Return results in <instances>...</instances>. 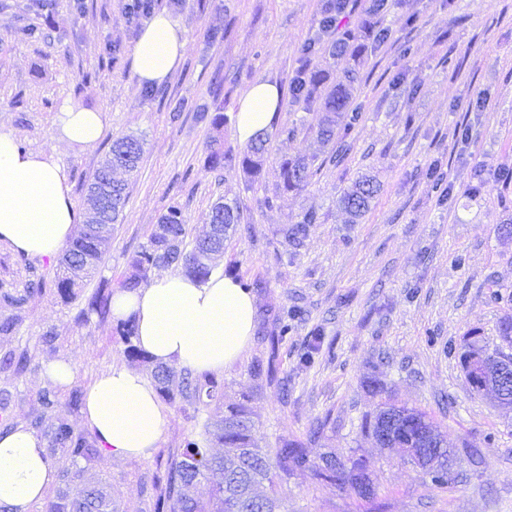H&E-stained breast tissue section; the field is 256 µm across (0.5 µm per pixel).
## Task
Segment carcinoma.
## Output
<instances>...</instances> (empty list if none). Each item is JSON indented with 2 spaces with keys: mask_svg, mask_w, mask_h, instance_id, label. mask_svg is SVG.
Returning a JSON list of instances; mask_svg holds the SVG:
<instances>
[{
  "mask_svg": "<svg viewBox=\"0 0 512 512\" xmlns=\"http://www.w3.org/2000/svg\"><path fill=\"white\" fill-rule=\"evenodd\" d=\"M349 0H326L323 22L329 23L343 14ZM390 7L389 0H372L367 18L362 27L346 30L342 37L324 49L330 58L348 55L359 62L365 52V27ZM360 72L355 68L345 71L344 81L330 88L326 87L327 75L323 69H316L298 77L293 85L295 96L306 101L321 99L322 116L317 125L316 135L321 143H338L331 155L336 158L348 150L347 138L359 121L357 107L352 105L355 86ZM267 136L257 135L244 149L239 165L250 179L261 176L267 161ZM143 155L142 143L133 136H122L112 140L107 157L94 172L88 187L96 185L112 187V192L100 206L101 223L119 224L127 199V184L112 178V172L123 170L128 174L138 171ZM230 157L224 153L220 137L212 139L208 162L214 169L227 165ZM280 190L284 192L299 189L309 176V162L301 157H283L279 161ZM380 190L372 176H361L343 189L339 207L349 216V222L357 223L366 212ZM211 224H219L217 233H208L186 243V224L183 207L169 206L163 213L156 228L150 233L146 244L134 252L130 271L120 282V288L128 291L148 285V273L156 268L179 266L182 270L204 281L212 272L211 261L224 251L227 232L240 220L236 203L222 199L215 202L208 214ZM318 223V216L307 211L294 224L281 229L287 244L297 249L303 246L308 234V225ZM112 236L102 237L91 225H81L78 233L66 245L60 260L61 271L54 279L56 295L64 303L77 298L75 288L78 280L93 273L102 261ZM44 279L30 283L22 293L5 290L0 299L14 309L20 310L29 301L41 295ZM106 321L112 314V291L99 286L87 299L79 319L86 321L90 315ZM300 316L294 309L278 318L279 326L268 337L271 353H276L282 336L289 330L288 321ZM119 335L126 344V353L131 358L140 356L133 344L134 325L126 322L120 325ZM491 375L484 378V384L473 390L491 394L497 403H502L499 392L501 367L497 360L488 358ZM158 389L170 403H186L208 407L224 395V382L210 372H193L159 366L154 372ZM42 414L30 421L29 427L46 440V452L50 456H64L65 462L57 471V486L47 512H117L107 484L89 473V465L99 455L97 439L84 432L74 430L65 415L56 411L59 389L49 386L39 395ZM428 415L416 409H403L398 426L393 431L392 441L403 445L410 443L409 437L419 430L417 421ZM251 420L245 405L240 404L228 410L221 418L205 424L204 437L188 439L180 451L170 457L163 487L155 488V512H277L275 497L261 495L257 488L265 481H272L271 470L277 471L279 479L288 478L294 471L309 469L315 478L334 483L341 488L347 486L358 491L360 496L372 499L375 489L363 473L365 465L345 461L328 455L318 465L310 464L304 449L294 445L276 449L275 462H270L267 453L257 448L251 437ZM419 438L413 442L414 452L410 454L413 464L425 469L438 482H444L451 468L454 451L448 445L441 448H420ZM87 475L90 487L78 496L70 495L74 478ZM205 480L212 484V494L207 501H201L190 494V489Z\"/></svg>",
  "mask_w": 512,
  "mask_h": 512,
  "instance_id": "carcinoma-1",
  "label": "carcinoma"
}]
</instances>
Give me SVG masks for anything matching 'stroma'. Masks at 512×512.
<instances>
[{"mask_svg": "<svg viewBox=\"0 0 512 512\" xmlns=\"http://www.w3.org/2000/svg\"><path fill=\"white\" fill-rule=\"evenodd\" d=\"M126 0H0V125L20 147L54 156L64 168L76 206L113 139L144 142L140 168L129 180L123 216L95 278L62 303L52 282L57 262L20 261L0 245V286L21 290L43 278L45 292L25 308L16 334L0 338V357L27 352L18 374L0 371L8 412L23 423L39 411L53 360L74 367L72 384L88 389L112 366L152 377L147 359L124 352L115 323L78 321L100 284L118 289L132 253L145 244L166 208L182 204L189 238L208 229L207 214L221 197L236 200L240 222L224 243L215 269L258 282L253 295L258 323L248 349L221 374L219 405L196 412L167 408L157 448L146 457L100 453L92 469L111 486L119 512H154L151 487L163 482L168 460L206 420L245 404L259 448H306L312 462L333 454L363 460L377 496L366 501L351 489L298 470L276 490L282 512H512V406L475 393L459 360L469 334L488 351L503 349L498 325L512 315V241L499 238L512 214V0H395L383 18L388 39L369 46L360 65L356 102L363 117L342 162L330 161L315 128L318 103L290 90L306 65L344 79L346 60L317 53L303 57L311 40L326 45L324 0H155L184 29L188 49L171 77L146 89L131 70V51L142 22H127ZM36 26L37 37L22 29ZM259 79L283 90L270 129L269 160L256 182L238 167L212 169L209 145L221 135L233 156L244 150L233 130L243 91ZM103 112L105 133L92 147L60 143L63 103ZM223 113L221 131L199 113ZM294 129L293 138L280 136ZM311 159V175L297 191L282 192L277 161ZM440 168L452 183L447 199L427 174ZM377 172L381 190L369 212L347 223L337 200L362 173ZM309 210L320 220L297 255L282 243L283 225ZM301 307L304 318L270 349L265 336L279 309ZM322 328L312 362L303 354L310 332ZM58 339L46 346L42 336ZM274 361L276 375L258 378L257 364ZM390 402L426 412L445 433L456 458L447 483L404 462L381 446L362 423ZM320 434H313L317 422Z\"/></svg>", "mask_w": 512, "mask_h": 512, "instance_id": "stroma-1", "label": "stroma"}]
</instances>
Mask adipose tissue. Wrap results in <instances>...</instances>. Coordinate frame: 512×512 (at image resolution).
I'll return each instance as SVG.
<instances>
[{
	"mask_svg": "<svg viewBox=\"0 0 512 512\" xmlns=\"http://www.w3.org/2000/svg\"><path fill=\"white\" fill-rule=\"evenodd\" d=\"M186 38L167 13L143 28L132 53L138 82L162 84L180 64ZM282 90L253 83L235 115L234 135L249 143L269 129L280 109ZM58 126L65 141L91 147L103 137L101 112L64 105ZM75 205L64 168L44 154L21 150L12 131L0 129V243L26 255L52 258L74 233ZM112 318L134 319L135 342L161 365L194 372H220L237 361L256 330L252 293L238 280L215 272L200 282L167 273L142 288L112 294ZM167 415L153 385L139 372L115 366L88 390L84 421L100 448L115 456L145 457L157 448ZM46 443L18 427L0 434V504L25 512L54 479L44 457Z\"/></svg>",
	"mask_w": 512,
	"mask_h": 512,
	"instance_id": "obj_1",
	"label": "adipose tissue"
}]
</instances>
